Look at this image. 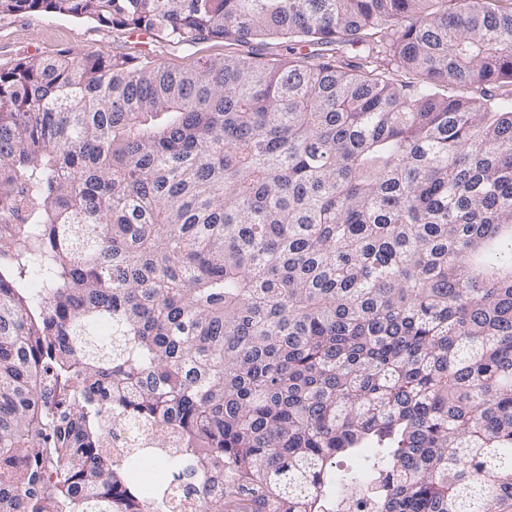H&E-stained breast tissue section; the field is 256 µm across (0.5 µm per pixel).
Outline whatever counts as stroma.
Returning a JSON list of instances; mask_svg holds the SVG:
<instances>
[{
	"mask_svg": "<svg viewBox=\"0 0 512 512\" xmlns=\"http://www.w3.org/2000/svg\"><path fill=\"white\" fill-rule=\"evenodd\" d=\"M86 55H146L162 67L189 70L202 59L220 57V40L172 46L154 38L139 39L88 21L44 13L0 16V69H9L22 59L38 55L53 57L62 52Z\"/></svg>",
	"mask_w": 512,
	"mask_h": 512,
	"instance_id": "obj_1",
	"label": "stroma"
}]
</instances>
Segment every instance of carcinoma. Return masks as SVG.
Returning <instances> with one entry per match:
<instances>
[{
    "label": "carcinoma",
    "mask_w": 512,
    "mask_h": 512,
    "mask_svg": "<svg viewBox=\"0 0 512 512\" xmlns=\"http://www.w3.org/2000/svg\"><path fill=\"white\" fill-rule=\"evenodd\" d=\"M504 2L0 0L289 50L0 69V512H512ZM233 51L240 54H251L257 57L269 58L271 56H288V47L277 42H269V44L260 43L257 41L232 46ZM112 432L115 435L112 439V457L122 461L126 458L127 449L131 448L133 443L140 438L141 430L126 425L117 418L112 422Z\"/></svg>",
    "instance_id": "carcinoma-1"
}]
</instances>
